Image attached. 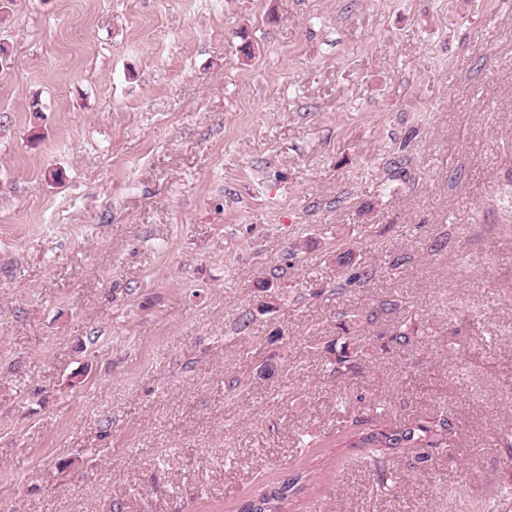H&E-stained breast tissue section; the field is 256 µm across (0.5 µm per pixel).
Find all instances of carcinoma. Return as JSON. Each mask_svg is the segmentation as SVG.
Returning a JSON list of instances; mask_svg holds the SVG:
<instances>
[{
  "instance_id": "obj_1",
  "label": "carcinoma",
  "mask_w": 512,
  "mask_h": 512,
  "mask_svg": "<svg viewBox=\"0 0 512 512\" xmlns=\"http://www.w3.org/2000/svg\"><path fill=\"white\" fill-rule=\"evenodd\" d=\"M339 341L344 342V346L330 364L336 373L342 374L351 369L352 354L349 351L347 337L336 338V341L327 345V349L333 350V346ZM341 436L344 437V446L361 449L366 458L373 463L378 471L376 492L383 496L394 492L396 475L390 471L389 465L396 454L416 449V462L424 464L429 460V450L448 447L456 437V430L454 423L447 416L410 420L399 426H390L383 421L355 418L351 424L344 426ZM305 479L307 476L298 474L293 478L263 486L258 493L241 505L240 512H264L259 502L266 501L269 491L272 492L274 501L278 503L275 512H288L287 505L292 498L305 489V486L301 485V481Z\"/></svg>"
}]
</instances>
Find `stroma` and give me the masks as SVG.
<instances>
[{"instance_id": "1", "label": "stroma", "mask_w": 512, "mask_h": 512, "mask_svg": "<svg viewBox=\"0 0 512 512\" xmlns=\"http://www.w3.org/2000/svg\"><path fill=\"white\" fill-rule=\"evenodd\" d=\"M509 426L512 0H0V512H512ZM456 433L454 423L447 416L409 420L399 426L355 418L344 426L340 436L345 439L343 447L360 448L373 463L378 471L376 492L383 496L394 492L397 477L387 466L396 454L422 449L415 459L418 464H424L429 460L428 449L447 448ZM306 482L307 480H310L307 478L306 475H296L293 478H287L284 479L281 482L273 483L271 485H263V487L256 493L252 498L250 497L247 499L239 508V512H288V508L286 507L288 504H290V501H292V498H295V496L300 493L302 490L306 489L305 484L300 485L301 481ZM271 489V492L273 494V499L275 502L278 503L277 510L271 511L267 510L264 511V509L261 507V505H256L254 508L253 501L257 502L258 504L263 503L266 504L267 502V490ZM262 501V502H261ZM247 502V503H246ZM246 503V504H245Z\"/></svg>"}]
</instances>
